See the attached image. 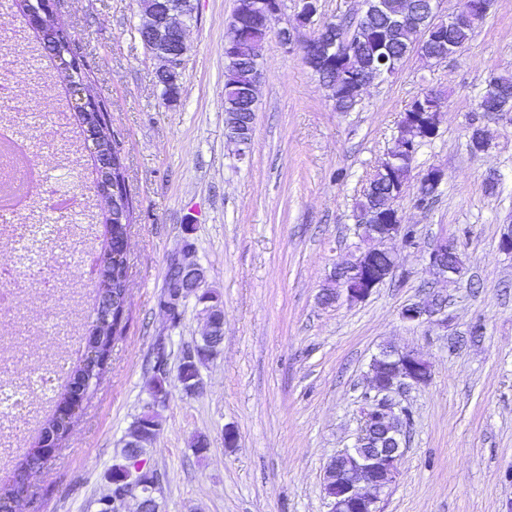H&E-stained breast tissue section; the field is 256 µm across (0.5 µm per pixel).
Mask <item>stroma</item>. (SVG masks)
I'll return each mask as SVG.
<instances>
[{
  "label": "stroma",
  "instance_id": "obj_1",
  "mask_svg": "<svg viewBox=\"0 0 512 512\" xmlns=\"http://www.w3.org/2000/svg\"><path fill=\"white\" fill-rule=\"evenodd\" d=\"M180 91L168 101L157 61L141 41L140 0H56L58 22L84 61L85 84L110 108L125 158L134 212L128 239L127 309L97 391L57 456L31 479L16 512H98L122 440L149 398L155 348L166 341L167 370L199 340L195 299L172 321L161 306L168 263L191 246L206 287L224 308L218 355L201 369L203 390L170 382L158 407L160 431L146 452L160 483V512H327L325 468L351 446L362 424L370 362L391 345L414 350L432 378L407 389L408 443L382 512H507L512 504V254L499 241L512 221V121L480 111L490 74L512 72V0H494L458 56L410 54L399 71L337 111L298 46L269 35L250 153L226 141L224 34L236 0H193ZM12 0H0V34L11 96L0 120L20 123L37 162L79 202L62 217L34 202L29 224L68 233L37 250L61 286L46 292L27 273L0 315V380L24 382L57 361L72 363L70 321L86 330L92 301L76 288L84 229L101 235V198L85 171L87 150L64 114L69 106L47 54L26 33ZM442 93L437 136L418 148L415 173L442 168L430 206L410 181L396 207L412 241H391L392 278L364 302L324 304L337 263L361 242L356 208L405 110L424 89ZM489 147L470 148L472 126ZM499 180L489 191V177ZM451 240L459 276L428 268V253ZM442 296L447 323L407 324L403 307ZM237 435L225 447L224 431ZM0 477L33 434L23 417H0ZM210 446L195 455L197 435Z\"/></svg>",
  "mask_w": 512,
  "mask_h": 512
}]
</instances>
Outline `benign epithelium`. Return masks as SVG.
Here are the masks:
<instances>
[{
	"mask_svg": "<svg viewBox=\"0 0 512 512\" xmlns=\"http://www.w3.org/2000/svg\"><path fill=\"white\" fill-rule=\"evenodd\" d=\"M247 8L233 14L224 36V59L234 60L232 47L238 31L251 22L253 17L277 16L281 13V0H246ZM440 0H423L420 4H411L410 11L393 21V25L427 24L424 38L444 36L445 31L456 26H477L485 16V0H462L456 14L446 20L439 18ZM55 0H35V7L28 14L32 27L44 25V16L54 13ZM319 14L318 0H295L294 24L277 29L276 34L283 44L299 43L306 65L320 69L333 61L342 60L354 72L351 81L341 85H327L329 98L336 102L340 99H357L360 92L379 78L372 58L366 56L362 45L356 43L350 48L341 44L336 35L333 21L319 23L314 17ZM194 20V14H186L175 8L155 6L144 13L140 25V34L150 53L161 62L157 74L165 76L182 68L188 46L185 31ZM316 26L313 34L296 41V32L300 28ZM46 53L62 67L74 72V82L70 92L75 97V107L93 106L83 83V62L73 51L62 48L57 38L50 34L46 40ZM417 101L425 110L426 120L418 122L415 118H403L398 126L397 136L412 146L436 136L439 128L442 97L435 90L422 92ZM227 139L241 146L248 142L252 134L253 122L238 113L228 116L225 121ZM444 180V172L439 167H431L419 179L418 193H436ZM403 187L393 184L388 196L383 199L385 206L377 216L364 211L356 215L358 235L378 246L369 248L346 263L335 267L333 280L340 291L325 290L323 300L333 303L342 294L350 304L366 301L374 289L386 279L392 277L398 267L395 253L383 247L388 241L408 236V228L401 224L398 209L394 205L395 196ZM386 256L389 264L379 267L375 258ZM428 265L436 274L450 279L461 273L459 264L448 259V241L436 243L429 252ZM169 267L176 273L170 285L166 287L165 308H178L193 296L202 305L200 314L205 321V332L201 339L182 352L181 359L186 365L194 366L207 356L214 357L219 351L224 335L223 308L213 306V300L204 285L206 270L197 262L186 261L178 257L170 261ZM441 316L444 308L438 303H414L404 307L401 319L405 323H422ZM371 381L365 392L366 405L363 409V426L351 448H347L331 459L325 469L324 492L328 512H380L379 504L386 496L390 486L399 475V464L406 450L405 414L406 407L397 399V393L403 388L427 384L432 377L429 361L415 350H382L371 364ZM146 473L144 458H137L134 465L122 474L121 501H127L130 495L147 501L152 508H159L157 493L159 481L142 490L140 483Z\"/></svg>",
	"mask_w": 512,
	"mask_h": 512,
	"instance_id": "7a95c632",
	"label": "benign epithelium"
}]
</instances>
